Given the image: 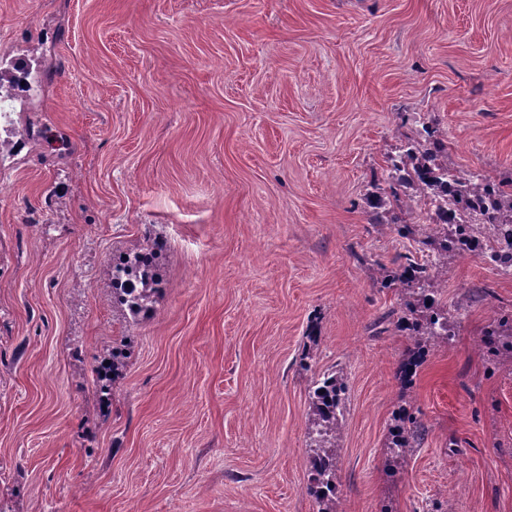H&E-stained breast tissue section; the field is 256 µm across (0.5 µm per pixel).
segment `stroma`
<instances>
[{
  "label": "stroma",
  "instance_id": "1",
  "mask_svg": "<svg viewBox=\"0 0 512 512\" xmlns=\"http://www.w3.org/2000/svg\"><path fill=\"white\" fill-rule=\"evenodd\" d=\"M28 67L0 130V512H318L310 388L346 384L344 512H512V373L477 341L512 276L449 260L456 318L410 388L370 180L436 121L455 166L512 171V0H0ZM167 243L153 317L110 260ZM130 343L101 409L92 365ZM428 433L388 466L394 416Z\"/></svg>",
  "mask_w": 512,
  "mask_h": 512
}]
</instances>
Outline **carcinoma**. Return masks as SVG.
<instances>
[{"label": "carcinoma", "mask_w": 512, "mask_h": 512, "mask_svg": "<svg viewBox=\"0 0 512 512\" xmlns=\"http://www.w3.org/2000/svg\"><path fill=\"white\" fill-rule=\"evenodd\" d=\"M399 154L387 156L381 175L373 176V211L370 223L395 227L404 238L414 225L416 208L424 203L449 201L440 209L439 221L420 227L419 244L428 250V258L419 260L400 253L396 267L382 268L381 285L400 294L399 308L382 320L406 333L413 341L398 368L402 387L412 384L423 364L429 344L448 342V306L435 293L448 274V258L460 255L455 237L466 236L478 248L494 252L493 266L512 269V173L493 178L489 175L448 166V145L439 129L426 123L423 128L404 135ZM165 243L144 231V245L112 267V280L124 274L137 280V288H112V303L129 311L133 319L154 313L156 298L164 283L160 260ZM479 347L497 369L512 371V313H499L485 327ZM129 345L114 344L96 361L92 373L103 407L112 404V382L127 367ZM344 383L334 372L319 375L311 387L312 425L309 431V467L312 474L308 494L319 506L318 512H340L336 503V438L341 432L339 417L345 403ZM425 429L409 411L395 416L388 461L397 466L420 447Z\"/></svg>", "instance_id": "carcinoma-1"}]
</instances>
